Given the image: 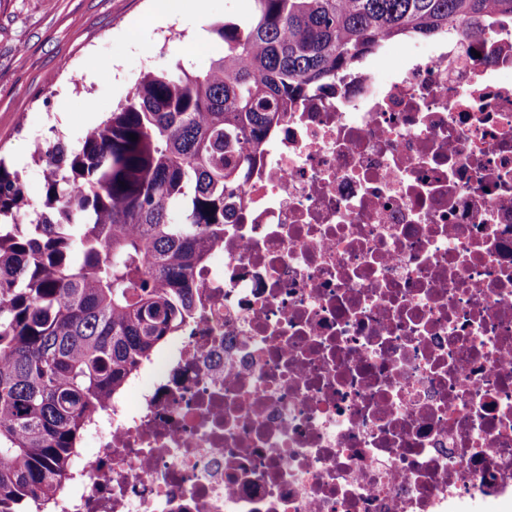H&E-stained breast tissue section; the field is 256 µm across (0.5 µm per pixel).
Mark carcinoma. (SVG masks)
Listing matches in <instances>:
<instances>
[{
  "label": "carcinoma",
  "mask_w": 512,
  "mask_h": 512,
  "mask_svg": "<svg viewBox=\"0 0 512 512\" xmlns=\"http://www.w3.org/2000/svg\"><path fill=\"white\" fill-rule=\"evenodd\" d=\"M493 16L512 0H253L213 26L206 72H151L78 149L37 147L40 204L0 162V512H54L93 416L191 318L197 266L288 107L384 39Z\"/></svg>",
  "instance_id": "carcinoma-1"
}]
</instances>
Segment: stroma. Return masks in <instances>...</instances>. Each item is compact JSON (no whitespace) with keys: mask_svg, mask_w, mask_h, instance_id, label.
Returning a JSON list of instances; mask_svg holds the SVG:
<instances>
[{"mask_svg":"<svg viewBox=\"0 0 512 512\" xmlns=\"http://www.w3.org/2000/svg\"><path fill=\"white\" fill-rule=\"evenodd\" d=\"M200 15L159 17L154 0H0V158L31 203L45 194L37 142L70 149L148 71H205L223 47L209 31L251 0H202Z\"/></svg>","mask_w":512,"mask_h":512,"instance_id":"35a3bbf8","label":"stroma"}]
</instances>
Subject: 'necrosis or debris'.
Segmentation results:
<instances>
[{"mask_svg":"<svg viewBox=\"0 0 512 512\" xmlns=\"http://www.w3.org/2000/svg\"><path fill=\"white\" fill-rule=\"evenodd\" d=\"M57 512H512V19L301 97Z\"/></svg>","mask_w":512,"mask_h":512,"instance_id":"1","label":"necrosis or debris"}]
</instances>
